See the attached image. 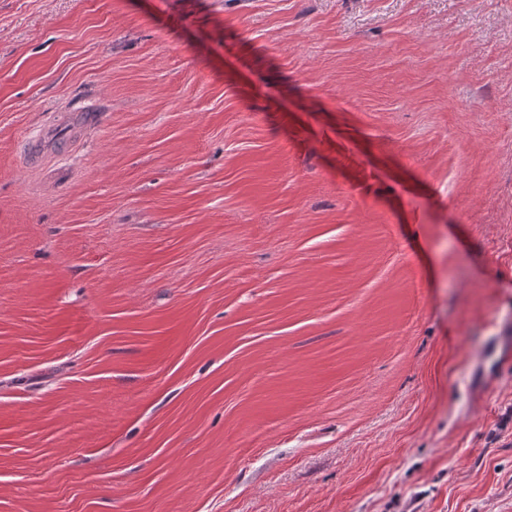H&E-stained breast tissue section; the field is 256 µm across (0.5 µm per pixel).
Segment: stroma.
<instances>
[{
    "label": "stroma",
    "instance_id": "stroma-1",
    "mask_svg": "<svg viewBox=\"0 0 512 512\" xmlns=\"http://www.w3.org/2000/svg\"><path fill=\"white\" fill-rule=\"evenodd\" d=\"M0 512H512V0H0ZM67 131L64 125L54 121L38 131L35 136L25 141L24 152L31 159H38L52 146H63L70 143L71 136L64 138Z\"/></svg>",
    "mask_w": 512,
    "mask_h": 512
}]
</instances>
